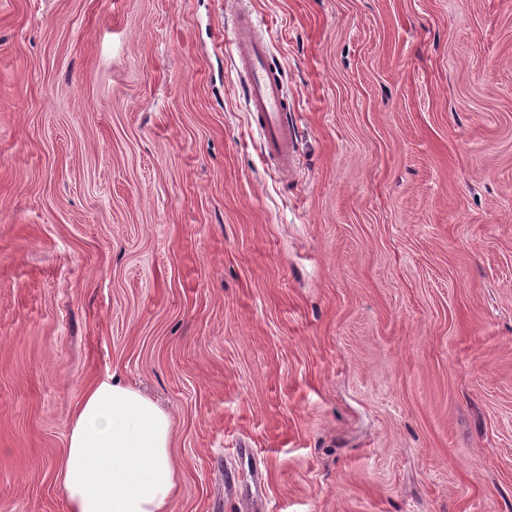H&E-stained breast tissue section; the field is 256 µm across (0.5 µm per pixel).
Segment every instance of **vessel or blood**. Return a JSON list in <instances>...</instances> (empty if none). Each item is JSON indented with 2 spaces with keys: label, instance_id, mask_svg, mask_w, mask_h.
Wrapping results in <instances>:
<instances>
[{
  "label": "vessel or blood",
  "instance_id": "1",
  "mask_svg": "<svg viewBox=\"0 0 512 512\" xmlns=\"http://www.w3.org/2000/svg\"><path fill=\"white\" fill-rule=\"evenodd\" d=\"M230 41L247 76L246 104L263 131L266 151L282 167H289L294 161L295 130L288 122L289 106L281 81L268 66L267 44L246 14L238 18Z\"/></svg>",
  "mask_w": 512,
  "mask_h": 512
}]
</instances>
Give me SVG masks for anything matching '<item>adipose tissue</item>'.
Returning <instances> with one entry per match:
<instances>
[{
	"label": "adipose tissue",
	"mask_w": 512,
	"mask_h": 512,
	"mask_svg": "<svg viewBox=\"0 0 512 512\" xmlns=\"http://www.w3.org/2000/svg\"><path fill=\"white\" fill-rule=\"evenodd\" d=\"M169 412L140 390L96 380L69 422L58 478L68 512H173L180 464Z\"/></svg>",
	"instance_id": "ef3b65f1"
}]
</instances>
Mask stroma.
I'll use <instances>...</instances> for the list:
<instances>
[{"label":"stroma","instance_id":"stroma-1","mask_svg":"<svg viewBox=\"0 0 512 512\" xmlns=\"http://www.w3.org/2000/svg\"><path fill=\"white\" fill-rule=\"evenodd\" d=\"M112 373L174 512H512V0H0V512ZM230 41L247 76L245 101L263 131L266 151L288 169L294 161L295 130L288 123L289 106L281 81L268 66L267 43L246 14L238 18Z\"/></svg>","mask_w":512,"mask_h":512}]
</instances>
